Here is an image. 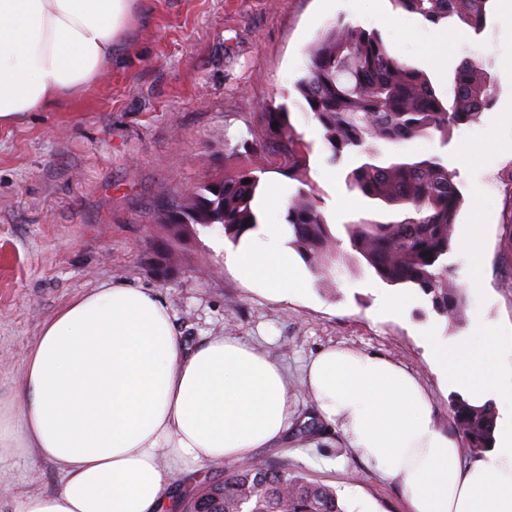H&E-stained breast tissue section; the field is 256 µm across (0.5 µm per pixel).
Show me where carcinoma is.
I'll return each mask as SVG.
<instances>
[{
    "instance_id": "cac0c4a2",
    "label": "carcinoma",
    "mask_w": 512,
    "mask_h": 512,
    "mask_svg": "<svg viewBox=\"0 0 512 512\" xmlns=\"http://www.w3.org/2000/svg\"><path fill=\"white\" fill-rule=\"evenodd\" d=\"M394 2L431 24L457 19L476 30L486 19L489 0ZM296 89L302 107L323 130L327 161L340 165L355 160L346 174L349 188L400 209L401 215L394 221L344 225V249L313 194L299 187L288 201L289 244L317 277L332 275L338 263L362 259L386 284L418 290L438 315L452 324L461 322L466 297L451 281L453 267L448 265L463 203L456 172L439 155L382 163L380 146L435 134L447 141L451 130L473 122L492 105L490 78L477 62H461L447 106L430 81L392 54L375 33L339 21L310 46L307 73ZM289 115L284 106L254 113L260 136L243 143V159L236 167L195 192L171 198V211L159 213L156 222L175 238L198 225L217 228L235 244L257 229L262 188L249 153L279 157L280 173L299 182L309 167V152ZM453 414L470 451H487L494 408L458 399ZM243 502L250 512H344L334 488L266 463L236 470L222 483L202 484L186 499L183 512H237Z\"/></svg>"
}]
</instances>
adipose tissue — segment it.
<instances>
[{
  "mask_svg": "<svg viewBox=\"0 0 512 512\" xmlns=\"http://www.w3.org/2000/svg\"><path fill=\"white\" fill-rule=\"evenodd\" d=\"M131 0H0V127L54 107L112 61ZM234 275L276 297L305 287L282 224L247 232L224 255ZM431 359L469 403L496 401V440L462 463L433 418V399L399 363L348 347L306 368L316 414L408 512H512V345L484 335L433 345ZM277 363L247 342L216 337L187 348L151 292L112 285L44 321L13 401L0 403V464L49 461L62 482L19 499L17 512H168L179 471L251 457L291 425Z\"/></svg>",
  "mask_w": 512,
  "mask_h": 512,
  "instance_id": "obj_1",
  "label": "adipose tissue"
}]
</instances>
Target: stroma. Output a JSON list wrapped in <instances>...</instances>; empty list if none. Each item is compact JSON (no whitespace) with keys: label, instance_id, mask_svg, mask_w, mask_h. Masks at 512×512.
<instances>
[{"label":"stroma","instance_id":"1","mask_svg":"<svg viewBox=\"0 0 512 512\" xmlns=\"http://www.w3.org/2000/svg\"><path fill=\"white\" fill-rule=\"evenodd\" d=\"M395 14L391 0H132L122 51L86 90L0 127V397L14 394L32 340L64 304L105 283L148 289L187 347L231 336L282 366L297 423L254 461L332 486L346 512H406L401 488L367 468L335 427L306 433L315 410L304 370L332 345L390 358L420 379L453 434L457 393L431 362L432 342L457 341L478 323L512 336V0H491L479 32L434 49L419 29L391 24ZM339 21L377 32L441 97L467 59L494 83L492 108L448 141L416 137L383 150L388 160L439 155L459 172L448 261L467 298L462 324L355 264L271 298L227 271L218 230L199 227L173 243L154 222L164 193L194 191L235 166L230 145L257 136L253 114L268 104L288 108L311 150L309 182L333 235L398 219L347 189L343 168L325 161L320 126L297 104L309 46ZM469 235L478 256L463 247ZM60 478L51 462L33 474L12 460L0 467V512L58 489Z\"/></svg>","mask_w":512,"mask_h":512}]
</instances>
